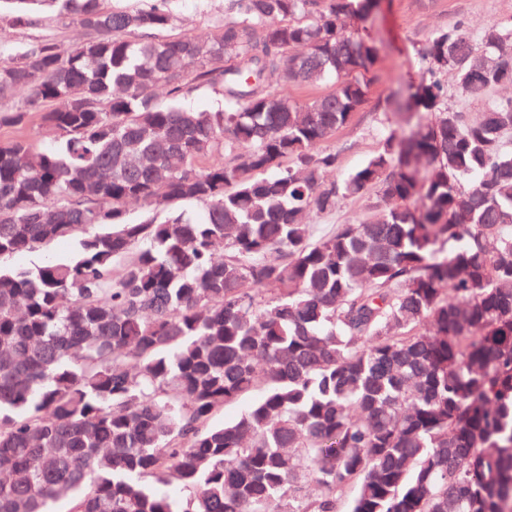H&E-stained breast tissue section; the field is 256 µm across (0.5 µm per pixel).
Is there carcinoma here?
<instances>
[{
	"instance_id": "obj_1",
	"label": "carcinoma",
	"mask_w": 512,
	"mask_h": 512,
	"mask_svg": "<svg viewBox=\"0 0 512 512\" xmlns=\"http://www.w3.org/2000/svg\"><path fill=\"white\" fill-rule=\"evenodd\" d=\"M7 2L89 38L0 60L26 94L0 126L57 136L0 143V260L80 244L0 268V512H512V100L473 118L441 80L512 82V27L434 33L400 104L424 121L328 183L375 59L339 25L377 0H229L206 40L156 38L169 0ZM202 87L223 105L185 106ZM371 190L356 224L304 221ZM270 82L284 95L288 96L289 99L297 102L311 101L324 95L331 89L330 83L328 82L303 85H280L276 82L275 77H272ZM19 135L31 137V140L38 146L42 143L47 145L55 138L54 133L42 126L37 120L32 124H29L23 130L10 127H0V142L9 141L11 138ZM80 249L77 240H69L64 243L52 245L47 251H34L21 256L14 257L10 263L14 266L32 267L45 261L48 256L57 259H68L75 256Z\"/></svg>"
}]
</instances>
